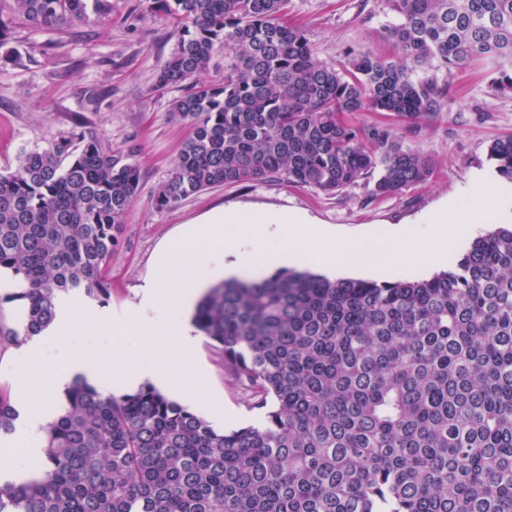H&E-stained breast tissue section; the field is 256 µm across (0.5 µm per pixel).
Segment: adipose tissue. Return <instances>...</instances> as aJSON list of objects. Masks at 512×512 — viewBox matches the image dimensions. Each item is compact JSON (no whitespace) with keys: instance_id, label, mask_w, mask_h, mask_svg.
Returning <instances> with one entry per match:
<instances>
[{"instance_id":"obj_1","label":"adipose tissue","mask_w":512,"mask_h":512,"mask_svg":"<svg viewBox=\"0 0 512 512\" xmlns=\"http://www.w3.org/2000/svg\"><path fill=\"white\" fill-rule=\"evenodd\" d=\"M471 192L480 198V207H446L427 214L423 221L431 225V232L418 237H396L381 243L382 263H407L423 255L441 256L456 244L458 225L497 219L499 206L496 195L478 185L473 186ZM284 237L289 239L290 248L269 256L267 266L294 265L311 260L317 262L325 272L332 273L360 263L359 250L355 245L305 224L301 215L239 210L217 213L193 230L192 238L197 248L191 261L185 265H174L167 279L150 283L144 288L135 308L134 317L138 320H159L169 312H176L175 357L159 352L122 353L118 356L122 370L116 374L109 361L76 350L67 354L64 369L51 373L44 371L35 378L31 375V355L24 352L14 362L21 402H28L35 391L46 401L62 397L78 377L91 382L108 375L112 378L113 391L128 393L153 379L162 370L168 373V386L172 392L186 399L191 398L198 386L193 378L192 365L196 336L188 322L191 300L180 293L179 282L189 278L204 285L221 277H233L242 267L250 265L252 255L267 242ZM220 242L225 244V252L216 251L215 246ZM100 324L101 320L96 314L62 303L58 306L54 323L36 336L32 344L37 347L46 341L61 339L74 326L97 327Z\"/></svg>"}]
</instances>
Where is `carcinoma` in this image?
<instances>
[{"instance_id":"obj_1","label":"carcinoma","mask_w":512,"mask_h":512,"mask_svg":"<svg viewBox=\"0 0 512 512\" xmlns=\"http://www.w3.org/2000/svg\"><path fill=\"white\" fill-rule=\"evenodd\" d=\"M12 2L45 30L89 20L86 0ZM381 3L391 56L353 49L329 66L288 21L293 0H152L177 36L157 87L182 88L172 112L192 128L155 205L258 180L380 198L426 181L431 159L399 131L438 114L448 83L418 71L490 63L512 90V0ZM221 53L224 75L201 81ZM364 112L387 120L361 125ZM489 157L512 182V136ZM142 181L85 130L0 174V271L25 302L0 345L39 335L66 295L110 296ZM193 321L260 423L220 432L149 383L117 396L77 379L31 478L0 484V512H512V227L429 279L221 282ZM16 418L1 387L0 432Z\"/></svg>"}]
</instances>
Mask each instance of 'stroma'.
I'll return each mask as SVG.
<instances>
[{
  "mask_svg": "<svg viewBox=\"0 0 512 512\" xmlns=\"http://www.w3.org/2000/svg\"><path fill=\"white\" fill-rule=\"evenodd\" d=\"M110 3L112 11L100 23L45 31L16 17L12 0H0V21L9 29L12 50L11 56L0 55V173L14 172L22 152L46 147L48 138L79 126L102 134L144 175L112 257L111 295L100 306L105 314H124L146 277L165 279L172 265L188 258L192 228L222 207L296 212L336 238L369 247L396 234L420 232L421 218L444 205H467L472 185L490 192L503 185L489 146L512 136V92L492 89L495 74L485 63L454 75L440 114L406 133V144L430 157L434 172L399 196L373 198L361 184L328 196L312 187L264 180L214 187L158 209L154 191L169 178L190 135L189 126L171 111L181 89L156 86L177 39L170 20L150 11L149 0ZM294 3L293 21L306 30L321 63L337 64L353 49L389 54L383 37L388 18L380 0ZM487 230L484 224L459 225V244L447 258L423 269L396 265L386 278L418 280L448 270ZM65 347L108 360L125 350L173 349L171 337L155 325L132 322L117 331L105 325L67 332L62 343L45 347L36 358L61 366ZM195 360L203 383L189 410L219 431L260 420L246 387L225 370L224 356L211 340L200 338Z\"/></svg>",
  "mask_w": 512,
  "mask_h": 512,
  "instance_id": "1",
  "label": "stroma"
}]
</instances>
